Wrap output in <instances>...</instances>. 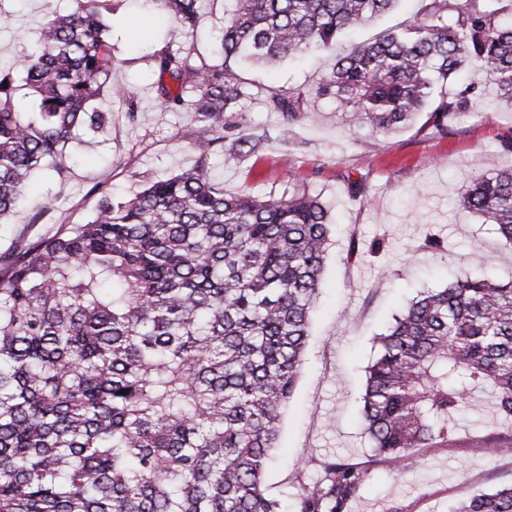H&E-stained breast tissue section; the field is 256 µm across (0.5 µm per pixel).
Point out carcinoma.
Here are the masks:
<instances>
[{
	"label": "carcinoma",
	"instance_id": "carcinoma-1",
	"mask_svg": "<svg viewBox=\"0 0 512 512\" xmlns=\"http://www.w3.org/2000/svg\"><path fill=\"white\" fill-rule=\"evenodd\" d=\"M185 30L202 0H150ZM210 64L192 48L151 55L161 104L196 113L195 146L222 145L255 97L232 65L332 51L398 0H229ZM416 20L337 58L315 95L347 122L389 135L418 115L448 134L475 107L463 69L512 102V0H417ZM114 0L53 9L35 51L0 69V222L29 178L69 172L79 131L103 133L104 14ZM109 95H104V89ZM291 125L315 119L303 91H262ZM240 135V154L265 149ZM460 205L512 247V168L463 188ZM328 210L288 176L277 195L227 194L199 163L129 197L102 194L83 223L62 224L0 255V512H284L264 477L309 337L330 245ZM350 240L347 259L380 255ZM365 371L370 460L331 456L296 512H346L370 467H395L448 441L474 397L512 420V281L474 266L428 288L376 338ZM124 394H119V391ZM458 512H512V483L465 494Z\"/></svg>",
	"mask_w": 512,
	"mask_h": 512
}]
</instances>
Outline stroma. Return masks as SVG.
<instances>
[{
  "label": "stroma",
  "instance_id": "stroma-1",
  "mask_svg": "<svg viewBox=\"0 0 512 512\" xmlns=\"http://www.w3.org/2000/svg\"><path fill=\"white\" fill-rule=\"evenodd\" d=\"M52 3L62 9L70 5L69 0L0 5L11 15L9 24L0 25V66L9 67L16 56L35 49L36 31ZM106 23L110 81L130 88L137 114L128 118L125 103L113 101L103 142L78 148V161L67 176L39 172L30 178L29 204L0 224V254L59 225L82 222L97 192L119 199L201 161L231 194H279L290 170L304 179L329 209L332 246L296 394L266 474L268 493L295 504L300 489L316 480L326 455L367 459L360 395L365 368L376 354L374 339L393 316L418 291L444 287L476 262L493 267L501 282L512 280V253L492 225L459 205L461 188L474 178L512 167V108L482 83L477 111L458 115L447 136L430 134L415 122L383 137L349 127L343 108L331 99L315 102V120L293 125L256 99L246 105L244 126L267 132L265 150L257 156H232L220 147L203 153L193 141V113L161 108L158 76L148 58L168 45H188L206 61L219 63L224 0H205L190 34L142 0H118ZM334 59L331 53H308L269 70L240 65L236 72L250 85L308 89ZM359 179L365 180L367 194L350 197L346 184ZM41 198L52 205L37 218L30 203ZM430 232L445 240L446 251L421 248ZM376 238L387 244L379 257L347 261L350 240L364 250ZM507 429L506 422L466 412L447 442L418 449L400 470L374 464L349 512H454L464 490L512 483V452L499 449L496 440Z\"/></svg>",
  "mask_w": 512,
  "mask_h": 512
}]
</instances>
